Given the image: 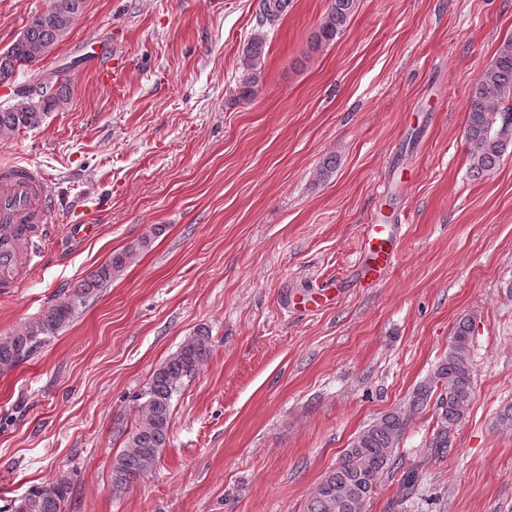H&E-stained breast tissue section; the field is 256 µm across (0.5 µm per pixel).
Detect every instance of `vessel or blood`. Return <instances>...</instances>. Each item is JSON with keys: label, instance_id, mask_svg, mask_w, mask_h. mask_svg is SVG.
<instances>
[{"label": "vessel or blood", "instance_id": "vessel-or-blood-1", "mask_svg": "<svg viewBox=\"0 0 512 512\" xmlns=\"http://www.w3.org/2000/svg\"><path fill=\"white\" fill-rule=\"evenodd\" d=\"M53 191L45 173L17 161L0 166V288L24 282L42 261ZM362 279L376 281L393 262L395 241L381 224L366 228Z\"/></svg>", "mask_w": 512, "mask_h": 512}]
</instances>
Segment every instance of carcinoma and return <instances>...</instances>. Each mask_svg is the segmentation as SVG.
<instances>
[{"instance_id":"cac0c4a2","label":"carcinoma","mask_w":512,"mask_h":512,"mask_svg":"<svg viewBox=\"0 0 512 512\" xmlns=\"http://www.w3.org/2000/svg\"><path fill=\"white\" fill-rule=\"evenodd\" d=\"M85 0H49L45 11L31 18L21 35L0 51V85H7L22 68L33 67L72 28ZM357 0H331V6L311 36L318 48L334 42L345 30ZM288 9V0H262L259 24L265 25ZM265 55V38L255 36L240 60L238 100L255 97ZM21 101L0 108V135L39 127L49 113L69 104L67 76L42 84L31 82L18 90ZM467 121L463 137L468 144L470 170L476 177L493 172L512 147V37L505 39L493 61L475 82L466 105ZM144 236L112 254L72 292L58 294L38 318L20 332L0 335V370H10L26 360L48 339L58 335L78 314L95 292L109 285L147 248ZM470 319L456 325L448 353L430 376L419 383L407 411H391L376 418L357 433L345 449L340 464L328 471L307 505V512H364L375 495L380 479L400 466L395 450L410 425L412 414L433 407L437 427L429 442L437 456L450 447V431L464 417L474 394L469 341ZM211 352L208 333L198 330L151 375L135 393L137 418L122 431V449L112 457L111 486L120 493L145 477L170 443L173 397L185 380L192 378ZM73 494L71 475L59 472L54 478L32 486L13 501L11 512H68Z\"/></svg>"}]
</instances>
